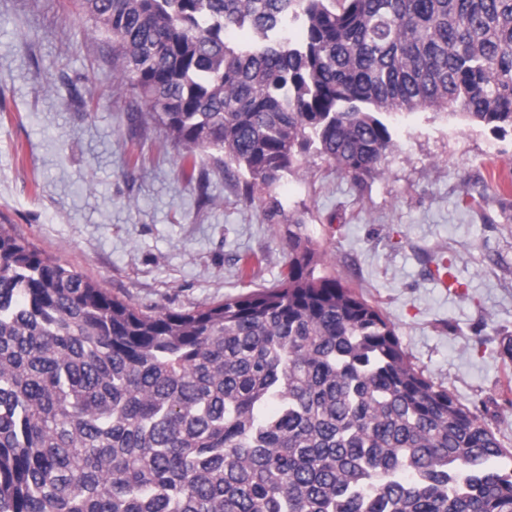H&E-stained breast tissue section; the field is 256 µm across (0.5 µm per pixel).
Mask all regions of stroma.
Here are the masks:
<instances>
[{
    "mask_svg": "<svg viewBox=\"0 0 512 512\" xmlns=\"http://www.w3.org/2000/svg\"><path fill=\"white\" fill-rule=\"evenodd\" d=\"M112 42L72 0H0V222L145 311H187L279 283L304 221L335 273L394 326L409 360L482 410L512 448V133L425 109L363 189L317 162L240 194L216 155L207 191L181 149L119 91ZM278 203L276 222L264 214Z\"/></svg>",
    "mask_w": 512,
    "mask_h": 512,
    "instance_id": "obj_1",
    "label": "stroma"
}]
</instances>
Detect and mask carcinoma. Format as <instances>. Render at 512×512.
<instances>
[{
	"mask_svg": "<svg viewBox=\"0 0 512 512\" xmlns=\"http://www.w3.org/2000/svg\"><path fill=\"white\" fill-rule=\"evenodd\" d=\"M77 2L138 121L251 203L313 156L362 187L386 115L512 128V0ZM308 243L272 288L144 312L0 224V512H512V449Z\"/></svg>",
	"mask_w": 512,
	"mask_h": 512,
	"instance_id": "obj_1",
	"label": "carcinoma"
}]
</instances>
